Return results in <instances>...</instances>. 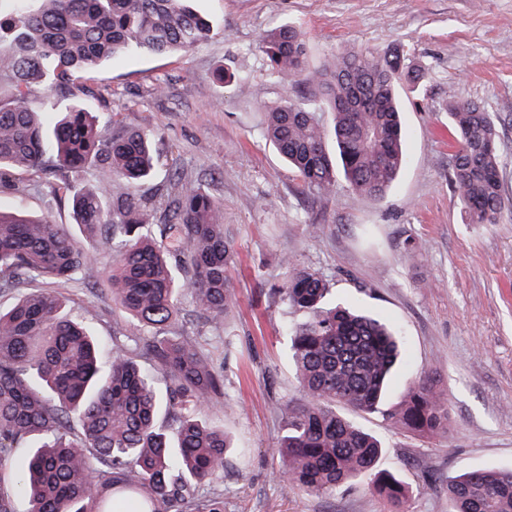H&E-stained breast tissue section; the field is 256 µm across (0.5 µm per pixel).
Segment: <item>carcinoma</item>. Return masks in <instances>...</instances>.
I'll use <instances>...</instances> for the list:
<instances>
[{"label": "carcinoma", "instance_id": "cac0c4a2", "mask_svg": "<svg viewBox=\"0 0 512 512\" xmlns=\"http://www.w3.org/2000/svg\"><path fill=\"white\" fill-rule=\"evenodd\" d=\"M0 11V81L15 99L0 102V172L26 169L46 177L66 199L87 241L118 245L105 273L94 248L47 217L0 207V294L20 295L0 308V512L12 499L30 512H224V494L200 496L224 482V431L204 420L223 403L224 375L195 336L165 334L180 315L179 297L220 330L232 304L233 253L224 234L223 204L199 183L174 181L145 196L158 157L147 134L112 128L73 103L50 125L24 101L34 83L67 85L76 72L95 74L109 60L143 53H187L213 24L189 0H11ZM282 83L308 98L284 97L266 112L264 136L302 187L327 198L343 175L363 197L381 198L407 163L398 92L424 73L403 52L336 53L307 62L303 33L288 25L260 43ZM333 116L332 125L320 113ZM456 148L449 181L471 224L501 218L497 126L485 107L448 97ZM103 165L125 184L111 194L65 177ZM107 280L132 332L112 336V355L78 321L62 314L63 285L89 288ZM329 288L298 270L271 289L307 314L289 336V353L304 391L284 419L282 466L275 478L290 488L332 494L358 480L405 512L410 491L380 468L384 449L338 406L384 411L406 431L440 437L449 411L436 369L421 375L388 406L387 381L403 358L400 337L368 313L326 303ZM153 362L165 391L134 358ZM448 512H512V469H479L448 481Z\"/></svg>", "mask_w": 512, "mask_h": 512}]
</instances>
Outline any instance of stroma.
Returning <instances> with one entry per match:
<instances>
[{
  "label": "stroma",
  "instance_id": "obj_1",
  "mask_svg": "<svg viewBox=\"0 0 512 512\" xmlns=\"http://www.w3.org/2000/svg\"><path fill=\"white\" fill-rule=\"evenodd\" d=\"M212 37L181 56L115 59L95 77L62 88L34 85L26 103L48 114L80 103L123 128L149 134L159 157L143 183L153 194L169 173L199 182L224 205L235 254L234 303L223 332L193 319L183 302L176 328L198 337L224 374V402L206 421L224 430V512H388L365 482L336 494L290 489L274 478L283 422L274 403L303 391L287 357L286 335L303 321L277 297L289 270L323 277L330 297L360 305L402 336L407 360L391 398L420 372L439 369L450 426L439 440L403 431L382 414L342 408L384 447L381 468L411 488L407 512H448L446 485L483 468H512V0H196ZM295 25L308 61L336 52L403 48L425 78L402 92L408 164L383 198L358 197L338 181L331 198L304 189L263 133L266 109L286 86L269 72L260 40ZM232 73L216 80L217 69ZM494 113L503 213L497 224H470L450 186L454 152L449 98ZM0 203L72 226L66 201L49 196L37 174L15 171ZM416 244L406 250V241ZM289 257L283 267L281 257ZM66 313L110 342L126 314L105 286L66 285ZM435 489H426L427 481Z\"/></svg>",
  "mask_w": 512,
  "mask_h": 512
}]
</instances>
